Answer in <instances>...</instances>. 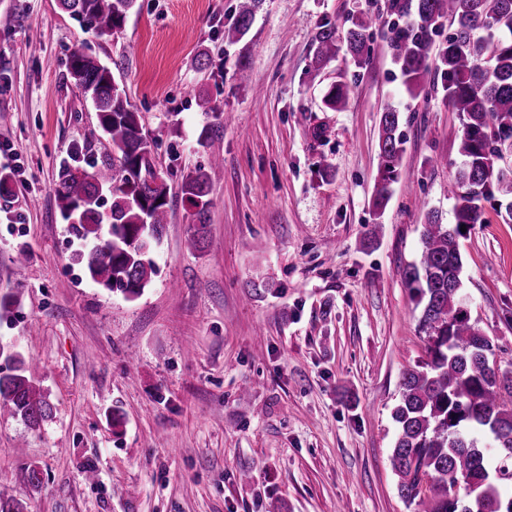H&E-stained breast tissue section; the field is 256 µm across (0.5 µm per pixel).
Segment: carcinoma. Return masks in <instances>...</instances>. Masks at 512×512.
Instances as JSON below:
<instances>
[{
	"instance_id": "obj_1",
	"label": "carcinoma",
	"mask_w": 512,
	"mask_h": 512,
	"mask_svg": "<svg viewBox=\"0 0 512 512\" xmlns=\"http://www.w3.org/2000/svg\"><path fill=\"white\" fill-rule=\"evenodd\" d=\"M261 0H239L237 20L224 40L239 42ZM98 36L123 28L135 0H59ZM391 20L383 42L402 84L415 97L426 81L441 83L448 106L460 119L459 154L464 163L451 181L455 223L430 212L419 262L403 276L419 310L425 358L406 369L400 400L391 416L397 437L390 462L398 491L415 512H459L448 500V479H462L460 497L472 512H512V361L487 372L483 355L494 340L472 319L464 293L461 226L482 223L483 203L512 195V0H386ZM448 38L435 44L445 24ZM374 41L373 20L357 17L338 44L337 30L323 25L316 35L315 63L345 48L354 65L367 64ZM67 74L97 112L112 152L87 166H59L52 192L62 219L82 244L79 257L92 281L132 299L157 273L152 253L170 218L169 189L149 161L154 143L126 91L97 58L75 52ZM349 86L332 85L323 103L336 111ZM399 111L386 108L379 119L380 176L372 213L380 217L397 181L403 140ZM181 191L196 209L191 248L206 239L211 183L198 168L183 176ZM0 413L38 426L53 407L26 375L18 355L0 350Z\"/></svg>"
}]
</instances>
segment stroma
<instances>
[{"label":"stroma","mask_w":512,"mask_h":512,"mask_svg":"<svg viewBox=\"0 0 512 512\" xmlns=\"http://www.w3.org/2000/svg\"><path fill=\"white\" fill-rule=\"evenodd\" d=\"M384 4L263 0L230 45L237 0H137L109 38L57 0H0V172L15 190L0 198V295L18 299L0 345L53 406L36 429L0 418V497L24 512H414L390 463L401 373L425 355L403 270L428 212L454 221L460 121L442 90L412 97L380 44L364 69L342 53L314 63L320 26L385 20ZM79 51L111 66L170 188L160 272L132 300L75 261L52 192L61 160L108 148L67 75ZM337 81L351 93L333 112L323 97ZM390 105L404 153L376 220ZM216 112L233 121L206 150L197 140ZM198 167L211 220L191 250L180 184ZM459 243L473 316L510 360L512 223L485 204Z\"/></svg>","instance_id":"stroma-1"}]
</instances>
